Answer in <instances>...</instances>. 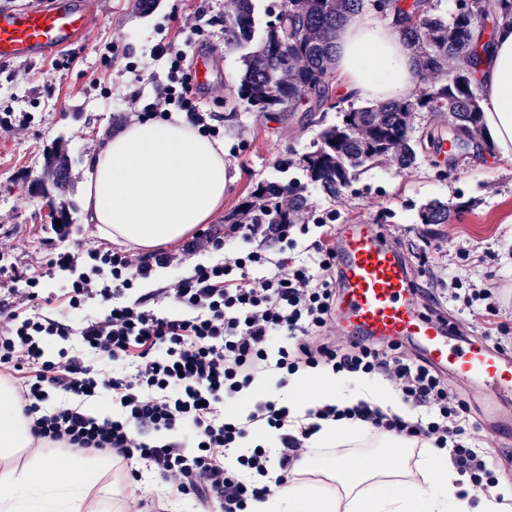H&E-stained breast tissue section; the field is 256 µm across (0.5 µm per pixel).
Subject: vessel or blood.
I'll use <instances>...</instances> for the list:
<instances>
[{
	"mask_svg": "<svg viewBox=\"0 0 512 512\" xmlns=\"http://www.w3.org/2000/svg\"><path fill=\"white\" fill-rule=\"evenodd\" d=\"M89 0H48L30 9L0 10V63L45 59L87 38ZM338 325L353 336L416 343L455 384L492 403L512 398V353L454 336L447 317L418 304L415 274L377 225H340L336 235Z\"/></svg>",
	"mask_w": 512,
	"mask_h": 512,
	"instance_id": "vessel-or-blood-1",
	"label": "vessel or blood"
}]
</instances>
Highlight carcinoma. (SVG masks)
<instances>
[{
  "instance_id": "cac0c4a2",
  "label": "carcinoma",
  "mask_w": 512,
  "mask_h": 512,
  "mask_svg": "<svg viewBox=\"0 0 512 512\" xmlns=\"http://www.w3.org/2000/svg\"><path fill=\"white\" fill-rule=\"evenodd\" d=\"M367 9V0H285L277 25L266 22L257 32L254 0H231L225 19L227 45L244 49V72L236 97L253 112H293L304 99L313 111L332 101L335 73L336 29L356 12ZM494 25H512V0H498L482 13ZM396 19L421 70L436 81L413 99L378 102L341 113L340 121L324 128L314 150L303 158V171L313 185L331 197L340 195L359 172L385 161L398 169L412 167L418 150L432 144L430 131L413 136L412 113L446 112L468 135L483 125L482 97L475 83L474 67L491 41L471 11L448 16L435 11L429 0H412L396 6ZM457 61L448 70V60ZM285 189L293 193L292 212L307 206L304 187L268 182L253 194L251 206L268 224H289L291 217L277 210L276 199ZM423 224H444L448 207L432 200L422 205Z\"/></svg>"
}]
</instances>
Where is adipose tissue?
Wrapping results in <instances>:
<instances>
[{
  "instance_id": "1",
  "label": "adipose tissue",
  "mask_w": 512,
  "mask_h": 512,
  "mask_svg": "<svg viewBox=\"0 0 512 512\" xmlns=\"http://www.w3.org/2000/svg\"><path fill=\"white\" fill-rule=\"evenodd\" d=\"M336 74L346 95L399 100L412 88L414 56L393 20L355 14L337 29ZM486 99L485 127L498 155H512V26H500L477 74ZM87 206L100 234L150 251L207 223L224 201V144L175 113L134 120L103 138L84 164ZM381 403L395 415L405 406L381 379L348 378L332 369L295 374L283 393L291 414L325 404ZM378 448L394 460L310 459L274 494L250 500L247 512H504L495 497L464 492L445 451L424 449L409 465V444L387 434ZM111 458L75 460L36 447L11 386L0 383V512H92L94 487ZM422 480L412 477L413 471Z\"/></svg>"
}]
</instances>
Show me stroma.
<instances>
[{"label": "stroma", "instance_id": "35a3bbf8", "mask_svg": "<svg viewBox=\"0 0 512 512\" xmlns=\"http://www.w3.org/2000/svg\"><path fill=\"white\" fill-rule=\"evenodd\" d=\"M230 0H158L150 14L131 8L128 0H93L94 27L78 44V64L58 70L51 60L14 61L0 69V113L20 112L27 120L0 137V225L17 229L11 261L43 277L49 294H60L64 274H50L38 252L41 225L51 211L79 206L72 222L87 245L103 238L83 209V168L86 155L99 140L119 131L129 120L151 113L166 83L170 62L153 59L151 50L162 41L181 43L184 31L200 24L196 49L223 46L224 20ZM243 50L225 51L212 71L213 84L200 99L201 112L214 119L224 141V161L230 182L224 204L213 217L216 228L235 223L257 184L301 178L304 155L312 151L319 133L336 124L339 114L273 112L259 118L234 96L244 69ZM482 149L455 154L453 159L427 150L405 172L393 163L361 173L336 198L319 188L306 190L308 212L335 211L337 222L321 229L310 226L297 234V252L318 239L321 231L336 233L339 225L366 221L390 228L418 273L423 291L436 286L438 270L469 267L472 280L493 275L512 285V157L493 151L486 133H479ZM63 141L74 160L70 182L39 193L45 154ZM451 162L443 176L438 166ZM437 200L448 207L445 224H423L418 212ZM465 246L468 259L456 254Z\"/></svg>", "mask_w": 512, "mask_h": 512}]
</instances>
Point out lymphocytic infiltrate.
I'll use <instances>...</instances> for the list:
<instances>
[{
  "label": "lymphocytic infiltrate",
  "mask_w": 512,
  "mask_h": 512,
  "mask_svg": "<svg viewBox=\"0 0 512 512\" xmlns=\"http://www.w3.org/2000/svg\"><path fill=\"white\" fill-rule=\"evenodd\" d=\"M153 52L170 58L159 105L185 112L191 124L208 130L182 74L183 51L167 43ZM295 230L292 224L242 219L220 234L199 230L177 250L141 254L86 249L71 225L54 226L44 240L49 270L78 273L61 294L62 304L77 310L96 300L103 310L72 329L44 313L47 298L39 277L13 273V281L25 287L21 302L0 301V378L13 385L35 439L130 461L124 512H164L140 486L146 469L166 491L220 512H246L249 500L285 484L313 457L311 438L327 420L359 421L372 434L391 433L447 451L459 476L490 493L497 480L485 451L497 443L495 430L474 420L464 393L411 349L345 335L336 322V250L320 239L306 256L296 255ZM200 251L213 254V261L165 286L140 291L155 268L182 264ZM256 267L262 275H253ZM501 295L498 282L473 288L455 275L447 287L434 289L430 300L457 308L453 330L468 340L476 318L498 316ZM53 338L70 347L50 361L44 347ZM328 367L382 378L407 413L392 415L368 402L327 404L307 423L272 399L241 416L227 410L228 400L259 377H271L280 388L301 369ZM99 395L111 399L117 417L100 420L83 411L84 400ZM183 429L195 437L194 452L175 439ZM266 429L276 434L275 449L249 441ZM233 449L239 456L230 468L224 459Z\"/></svg>",
  "instance_id": "obj_1"
}]
</instances>
